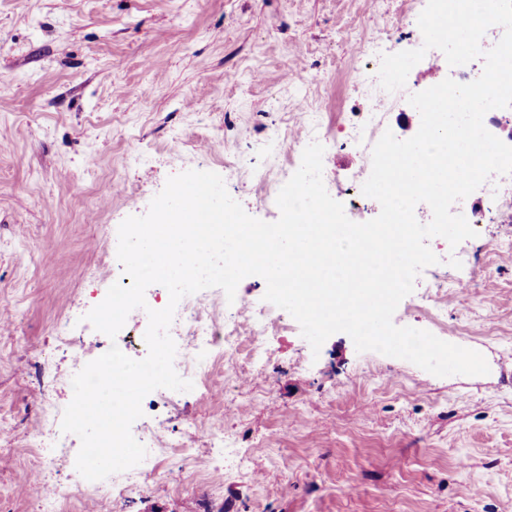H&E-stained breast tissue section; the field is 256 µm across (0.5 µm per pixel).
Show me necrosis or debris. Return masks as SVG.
Listing matches in <instances>:
<instances>
[{"mask_svg":"<svg viewBox=\"0 0 512 512\" xmlns=\"http://www.w3.org/2000/svg\"><path fill=\"white\" fill-rule=\"evenodd\" d=\"M360 79L368 87V97L375 108L369 111L361 126L349 131V138L362 149H369L375 142V130L379 124L377 106L389 100L371 68L360 72ZM224 292L219 288H208L185 296L178 303L169 333L174 339L177 352L174 369L178 375L192 382L194 389L208 392L212 367L221 361L232 359L241 335H248L250 357L254 363L266 362L269 336L284 330V311L274 304L248 306L247 325H238L235 318L224 317L219 306ZM60 410L53 400H45L40 422L33 433V441L40 452L33 465L32 492L37 497L38 512H60L63 503L73 489L79 488L90 496L99 512H109L113 488L124 491H139L147 482L164 483L170 471L161 469L159 456L164 449L162 438L165 429L160 425L134 428V438L147 449L145 459L137 466L120 472L112 480L89 481L75 474L76 460L68 451V435L57 426ZM73 470L71 482L55 481L61 469Z\"/></svg>","mask_w":512,"mask_h":512,"instance_id":"necrosis-or-debris-1","label":"necrosis or debris"}]
</instances>
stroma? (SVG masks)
Listing matches in <instances>:
<instances>
[{"label": "stroma", "instance_id": "1", "mask_svg": "<svg viewBox=\"0 0 512 512\" xmlns=\"http://www.w3.org/2000/svg\"><path fill=\"white\" fill-rule=\"evenodd\" d=\"M427 0H0V512H36L25 491L37 453L32 431L42 395L65 403L57 383L70 351L56 323L93 285L112 231L141 215L137 194L169 176L223 173L244 160L230 196L251 216L279 209L257 171L299 168L289 149L268 153L272 132L294 127L297 103L323 115L332 197L355 222L350 180L370 153L344 132L363 120L361 50L393 30L384 53L415 49L405 17ZM95 166H88V157ZM114 187L101 204V181ZM473 212L494 210L462 241L470 261L449 265L432 238L434 274L467 283L436 309L399 304L393 322L434 328L480 352L490 371L435 376L351 337L312 351L300 330L270 343V362L216 364L208 398L178 393L161 419L170 434L223 429L247 468L211 469V451L163 458L200 472L188 485L153 484L117 496L112 512H507L512 507V203L483 192ZM96 220H89V212Z\"/></svg>", "mask_w": 512, "mask_h": 512}]
</instances>
